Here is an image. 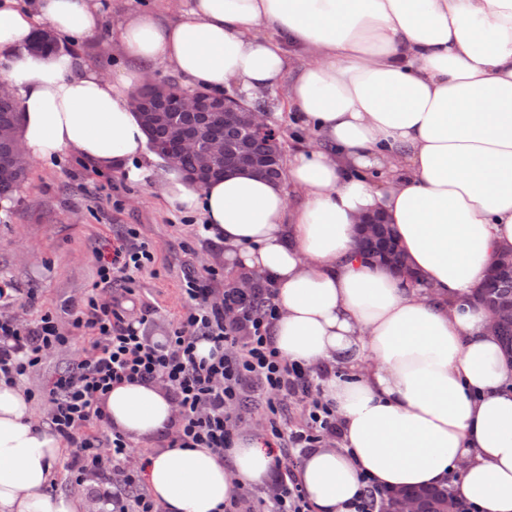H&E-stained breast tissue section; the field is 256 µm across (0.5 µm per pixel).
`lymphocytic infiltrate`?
<instances>
[{"instance_id": "f902f5d3", "label": "lymphocytic infiltrate", "mask_w": 512, "mask_h": 512, "mask_svg": "<svg viewBox=\"0 0 512 512\" xmlns=\"http://www.w3.org/2000/svg\"><path fill=\"white\" fill-rule=\"evenodd\" d=\"M154 261L148 242L136 231L117 238L102 259L91 294L73 307L71 327L91 336V352L60 375L48 392L53 431L72 449L75 480H103L111 512H160L140 481L145 462L132 457L121 432H91L104 422L101 402L112 386L162 381L175 405L168 445L208 448L223 454L238 423L246 419L243 402L258 393L263 413L257 425L276 468H288L292 448L319 447L337 433L336 412L313 383L310 369L288 362L273 346L270 329L278 316L269 288L245 294L225 286L219 271L186 274L188 310L160 343L143 331L151 306L129 303L111 293L113 282H132ZM212 343L209 357L196 354L199 341ZM68 342L52 314L37 321L0 314V382L13 385L37 366L47 351ZM302 404V423L288 424L289 400Z\"/></svg>"}]
</instances>
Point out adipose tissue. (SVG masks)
<instances>
[{"mask_svg":"<svg viewBox=\"0 0 512 512\" xmlns=\"http://www.w3.org/2000/svg\"><path fill=\"white\" fill-rule=\"evenodd\" d=\"M101 0H0V59L31 160L72 151L200 216L224 260L270 281L271 340L306 367L345 363L322 394L340 448L310 449L294 473L312 512H348L363 478L388 490L446 482L480 512H512V360L474 295L512 247V0H176L174 16L132 9L112 27L122 60L106 76L67 53L33 52L103 27ZM193 90L254 100L281 90L310 131L285 181L236 173L198 186L149 145L132 96L157 70ZM398 235L407 285L364 261L361 216ZM108 428L138 442L174 406L161 382L112 386ZM64 444L23 390L0 382V512H84L47 488ZM274 462L239 435L219 457L163 448L143 474L164 512H218Z\"/></svg>","mask_w":512,"mask_h":512,"instance_id":"ef3b65f1","label":"adipose tissue"}]
</instances>
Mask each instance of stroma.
<instances>
[{
	"label": "stroma",
	"mask_w": 512,
	"mask_h": 512,
	"mask_svg": "<svg viewBox=\"0 0 512 512\" xmlns=\"http://www.w3.org/2000/svg\"><path fill=\"white\" fill-rule=\"evenodd\" d=\"M258 103L269 106L271 121L281 128L284 154L295 152L307 135L281 93H265ZM190 221L164 203L154 178L133 182L122 173L93 168L72 152L33 163L14 200L0 202V282L16 289L12 313L34 321L48 312L71 332L66 348L49 353L20 381L34 394L37 417L47 416L45 396L54 380L91 350L90 336L70 329L73 303L90 293L100 259L126 229H136L154 253L153 264L135 274L132 284L156 307L146 324L152 340H163L184 316L180 285L188 270L212 266L223 272L225 283L235 280L222 246L185 253L193 240ZM70 462L67 452L57 462L53 494L82 499L86 512H109L102 485L94 479L73 482Z\"/></svg>",
	"instance_id": "obj_1"
}]
</instances>
